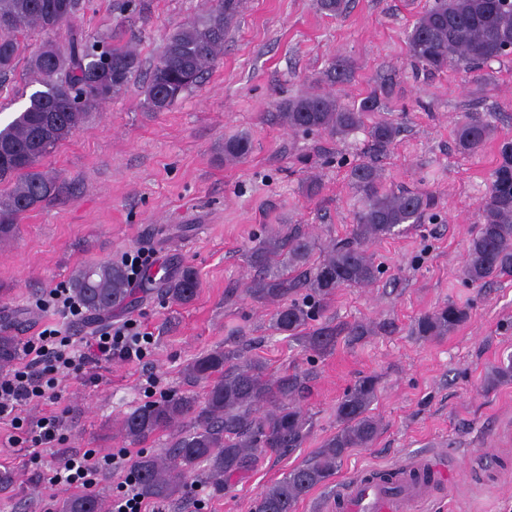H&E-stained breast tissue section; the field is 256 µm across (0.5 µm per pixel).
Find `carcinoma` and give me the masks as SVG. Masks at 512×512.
Instances as JSON below:
<instances>
[{
	"label": "carcinoma",
	"instance_id": "cac0c4a2",
	"mask_svg": "<svg viewBox=\"0 0 512 512\" xmlns=\"http://www.w3.org/2000/svg\"><path fill=\"white\" fill-rule=\"evenodd\" d=\"M59 0H0V18L13 19L15 28L0 31V79L15 69L21 39L29 30L50 31L71 19L79 0H64L66 10L55 14ZM241 11V0H213L200 17L171 32L150 69L141 107L165 112L199 86L224 52V38ZM512 45V0H434L416 19L407 38L410 64L429 74L462 66L479 70L493 62L512 61L504 47ZM29 68L40 89L29 105L0 126V243L9 241L15 224L38 204L60 190L56 179L39 170L41 160L87 119V109L120 95L141 69L138 53L112 42L106 35L76 39L63 47L47 41L29 57ZM387 109L385 89L373 90L352 106L323 92L283 98L277 117L288 129L324 134L342 140L362 130L367 156L353 164L349 182L362 206L348 236L318 248L316 241L281 224L270 228L250 249L247 263L255 274L245 294L273 307L270 327L299 341L305 350L324 355L336 347L340 329L319 322L343 287L374 285L381 265L370 248L377 242L421 223L435 207V197L416 188L397 192L381 189L382 169L376 159L386 154L400 134ZM492 136V124L478 113H467L455 133L458 153L474 155ZM246 134L224 139V161L237 163L251 153ZM499 158L478 203L480 224L469 242L463 267L466 283L482 287L512 275V142L499 147ZM318 258H313L315 251ZM73 294L93 315L122 306L130 292L125 269L115 262L80 268L70 280ZM197 272L187 266L165 283V294L189 304L198 294ZM306 291L309 300L295 299ZM468 309L447 301L417 317L412 333L422 338L447 336L466 323ZM192 385L203 392L166 396L124 415L118 431L140 442L173 429L191 418L192 430L178 436L165 451L140 455L131 473L143 497L168 501L184 492L196 466L206 464V478L218 487L255 470L266 458L299 448L313 422L300 405L306 377L273 373L267 362L246 358L235 347H218L200 354L186 367ZM512 383V355L493 366L485 379L488 389ZM378 379L363 376L346 390L336 405V433L325 439L314 457L266 486L256 499L255 512H295L296 504L325 484L355 448H367L377 438L379 421L372 412ZM62 512H103L92 493L65 497Z\"/></svg>",
	"mask_w": 512,
	"mask_h": 512
}]
</instances>
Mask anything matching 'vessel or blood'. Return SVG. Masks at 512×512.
Wrapping results in <instances>:
<instances>
[{"label":"vessel or blood","mask_w":512,"mask_h":512,"mask_svg":"<svg viewBox=\"0 0 512 512\" xmlns=\"http://www.w3.org/2000/svg\"><path fill=\"white\" fill-rule=\"evenodd\" d=\"M391 482L361 471L336 489L328 504L334 512H412L414 504L442 487L446 466L424 456L386 466Z\"/></svg>","instance_id":"vessel-or-blood-1"}]
</instances>
